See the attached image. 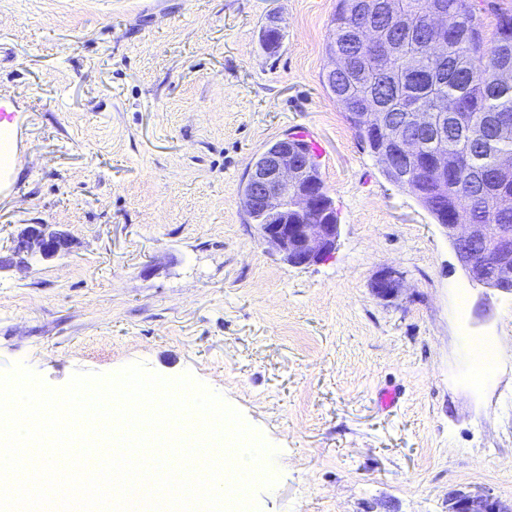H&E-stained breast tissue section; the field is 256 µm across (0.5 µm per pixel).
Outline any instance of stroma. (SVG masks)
I'll return each mask as SVG.
<instances>
[{
	"label": "stroma",
	"instance_id": "stroma-1",
	"mask_svg": "<svg viewBox=\"0 0 512 512\" xmlns=\"http://www.w3.org/2000/svg\"><path fill=\"white\" fill-rule=\"evenodd\" d=\"M336 0H0V372L50 387L132 363L191 374L275 450L257 512H448L512 497V294L472 283L323 83ZM279 28L271 49L264 29ZM311 141L340 224L296 268L241 200L268 146ZM403 279L384 300V269ZM496 343L486 372L473 346ZM399 398L382 408L381 391ZM71 247L66 233L50 230L46 224H29L12 240V252L22 265L38 256L48 259L69 252ZM402 281L400 276L393 270H387L379 275L373 284L375 294L383 299L397 297L401 291ZM448 512H512L510 502L490 490L455 488L448 492Z\"/></svg>",
	"mask_w": 512,
	"mask_h": 512
}]
</instances>
